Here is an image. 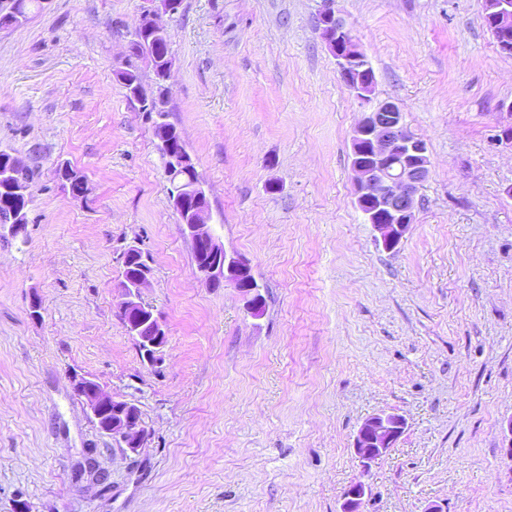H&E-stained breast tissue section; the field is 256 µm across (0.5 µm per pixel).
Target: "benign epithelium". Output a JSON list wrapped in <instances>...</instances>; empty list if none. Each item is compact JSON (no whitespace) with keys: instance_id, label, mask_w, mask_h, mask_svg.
<instances>
[{"instance_id":"obj_1","label":"benign epithelium","mask_w":512,"mask_h":512,"mask_svg":"<svg viewBox=\"0 0 512 512\" xmlns=\"http://www.w3.org/2000/svg\"><path fill=\"white\" fill-rule=\"evenodd\" d=\"M171 0H150L147 13L155 26L163 27L160 17L169 13ZM485 17L498 50L512 54V0H485ZM316 29L333 56L341 80L369 108L362 112L352 131L350 166L354 173V205L365 223L374 226L384 249L396 248L415 221L416 196L430 174L427 144L406 123L402 108L392 100L371 104L376 77L373 66L361 48L351 26L333 0H325L317 14ZM174 180L181 182L183 195L170 197L179 211L185 234L196 248V270L211 287L228 283L248 298L251 313H262L259 287L252 279L249 260L229 253L208 228L210 212L194 215L186 211L184 194L206 196L193 160L184 155L174 161ZM151 268L145 265L118 284V315L129 335L138 340L144 360L160 364L166 331L155 308L143 298ZM75 391L84 397L90 417L98 430L112 438L125 452L136 455L148 433L139 408L118 400L92 379L75 381ZM405 419L395 413H379L366 418L354 438V453L367 472L393 448L403 434ZM368 494L365 483L358 481L343 493L341 512H361Z\"/></svg>"}]
</instances>
